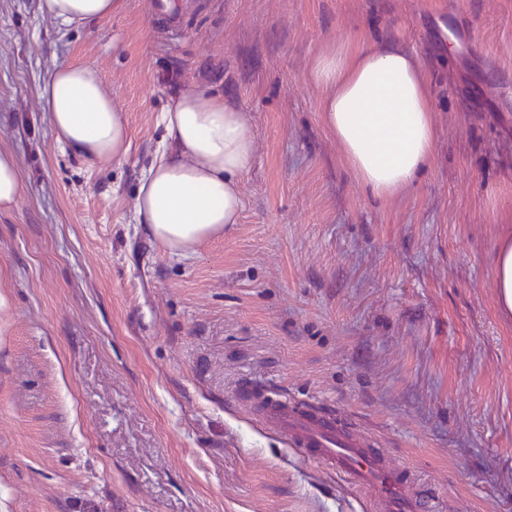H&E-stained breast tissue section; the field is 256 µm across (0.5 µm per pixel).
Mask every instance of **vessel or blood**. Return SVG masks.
<instances>
[{
	"label": "vessel or blood",
	"instance_id": "1",
	"mask_svg": "<svg viewBox=\"0 0 512 512\" xmlns=\"http://www.w3.org/2000/svg\"><path fill=\"white\" fill-rule=\"evenodd\" d=\"M260 420L287 437L307 461L346 475L381 512H429L414 475L388 465L385 452L354 433L333 412L281 398L264 403Z\"/></svg>",
	"mask_w": 512,
	"mask_h": 512
}]
</instances>
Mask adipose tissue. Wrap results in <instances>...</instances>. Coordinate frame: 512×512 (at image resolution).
I'll list each match as a JSON object with an SVG mask.
<instances>
[{"label": "adipose tissue", "instance_id": "ef3b65f1", "mask_svg": "<svg viewBox=\"0 0 512 512\" xmlns=\"http://www.w3.org/2000/svg\"><path fill=\"white\" fill-rule=\"evenodd\" d=\"M123 0H38L42 16L61 29L118 14ZM309 80L325 91L320 104L328 131L355 178L384 198L408 186L435 146L426 82L415 60L393 49L348 57L320 54ZM41 98L60 145L87 159H125L131 131L95 68L55 66ZM161 149L144 170L133 203L138 223L175 255L237 223L241 179L254 165L256 140L246 113L223 96L182 91L158 116Z\"/></svg>", "mask_w": 512, "mask_h": 512}]
</instances>
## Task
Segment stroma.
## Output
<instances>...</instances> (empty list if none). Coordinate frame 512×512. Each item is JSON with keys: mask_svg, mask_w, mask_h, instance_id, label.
Wrapping results in <instances>:
<instances>
[{"mask_svg": "<svg viewBox=\"0 0 512 512\" xmlns=\"http://www.w3.org/2000/svg\"><path fill=\"white\" fill-rule=\"evenodd\" d=\"M400 49L436 129L423 172L373 197L308 74L332 46ZM99 73L127 159L62 147L39 92ZM247 112L238 223L183 255L133 199L183 89ZM0 151L25 190L0 210V512H366L247 391L351 420L418 471L441 512H512V0H124L57 29L0 0ZM496 288L502 308L512 313V241L508 239L498 250L495 260Z\"/></svg>", "mask_w": 512, "mask_h": 512, "instance_id": "stroma-1", "label": "stroma"}]
</instances>
